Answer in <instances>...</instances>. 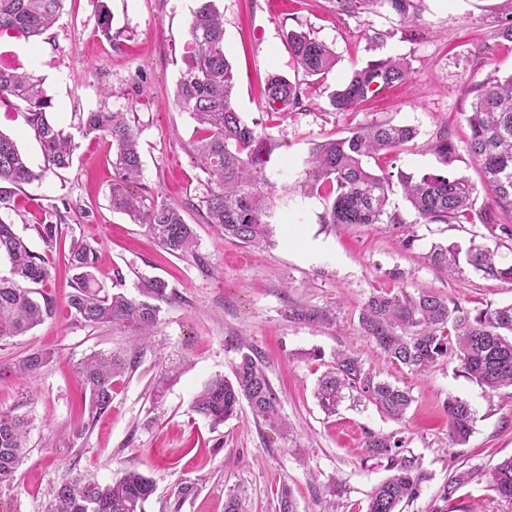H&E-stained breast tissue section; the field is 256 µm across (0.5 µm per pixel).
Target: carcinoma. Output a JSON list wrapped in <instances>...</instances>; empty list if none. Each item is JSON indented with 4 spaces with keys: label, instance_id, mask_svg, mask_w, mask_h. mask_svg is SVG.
Masks as SVG:
<instances>
[{
    "label": "carcinoma",
    "instance_id": "obj_1",
    "mask_svg": "<svg viewBox=\"0 0 512 512\" xmlns=\"http://www.w3.org/2000/svg\"><path fill=\"white\" fill-rule=\"evenodd\" d=\"M65 0H0V32L16 31L25 38L43 36L55 22ZM297 64L310 76L323 77L336 66L335 53L303 32L288 34ZM189 50L176 82L174 101L196 123L192 142L194 162L207 176L209 189L202 200L205 220L243 245L268 243L279 199L275 182L266 172L272 149L260 143L255 128L246 124L234 104L235 74L224 54V15L216 0H197L189 27ZM409 65L403 58H373L353 69L330 94V104L350 110L380 90L405 81ZM268 109L280 112L301 103V88L280 74L266 82ZM24 104L29 127L39 140L45 166L33 170L16 142L0 133V210L11 208L15 191L40 180L48 170L64 169L72 162L77 145L71 133L58 126L43 81L32 72L0 67V102ZM469 152L479 165L482 187L492 191L497 206L512 215V73L492 76L473 91L470 112ZM84 135L103 134L112 139V209L147 227L167 254L192 251L195 235L179 208L156 203L143 205L127 186L140 180L142 162L138 133L126 114L99 108L82 116ZM416 137L410 126L376 123L357 128L342 138H328L313 145L304 161L300 190L326 201L321 224H392L406 221L392 208L391 195L399 186L416 218L425 223L470 222L477 186L465 177L440 173L416 176L405 171L378 174L369 161L382 153L402 150ZM438 161H456V148L442 133L430 144ZM42 242L50 247L61 234L59 224L34 225ZM10 264L9 275H0V340L19 336L51 317L55 300L44 290L51 280L50 267L31 252L0 217V256ZM429 260L445 268L460 261L485 279L512 283V262L498 249L470 239L459 245L431 248ZM72 271L66 296L68 307L93 326L122 325L131 329L133 348L126 355L97 352L76 364L75 372L85 390L89 420L107 411L114 385L135 363L140 348L157 335L161 307L168 284L149 278L140 286L141 298L109 292L97 277V248L76 243L70 252ZM335 314L319 308L292 306L288 319L312 325H330ZM362 336L395 365L422 373L440 362H457L463 376L488 393L512 387V303L499 307L469 309L430 290L415 293L372 295L358 318ZM53 359V353L34 351L14 364V371L32 374ZM351 390L394 420L404 418L413 398L365 368L359 356L338 351L322 376L315 397L328 414ZM253 415L279 428V399L263 369L258 353H240L233 377L210 381L194 398L192 411L218 426L236 416L242 402ZM448 415V439L454 446L469 441L474 412L469 403L450 396L444 405ZM31 423L28 419L0 413V485L16 478L27 450ZM403 441L393 435L369 433L364 440L369 457L386 460L390 475L369 497L367 512H402L404 505L421 493L424 475L417 459L401 454ZM474 478L470 470L456 471L440 492L445 503L439 512H454L458 490ZM491 490L512 501V456L503 458L489 473ZM153 481L137 471H126L110 484L101 485L79 475H68L53 493L50 512H143L154 494Z\"/></svg>",
    "mask_w": 512,
    "mask_h": 512
}]
</instances>
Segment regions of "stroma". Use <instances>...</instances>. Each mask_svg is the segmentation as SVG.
I'll return each mask as SVG.
<instances>
[{
    "label": "stroma",
    "mask_w": 512,
    "mask_h": 512,
    "mask_svg": "<svg viewBox=\"0 0 512 512\" xmlns=\"http://www.w3.org/2000/svg\"><path fill=\"white\" fill-rule=\"evenodd\" d=\"M416 25L388 5L342 11L337 0H217L224 14V49L236 77L235 106L242 119L275 145L271 178L280 189L278 222L270 245L245 246L206 223L205 174L189 152L194 122L174 103L184 66L195 0H65L54 26L40 39H17L4 49L34 70L52 99L55 122L77 143L72 165L22 186L0 218L13 222L31 251L52 270L47 286L52 317L25 335L0 341V413L32 423L29 451L12 484L0 485V512H48L50 492L65 475L81 473L100 484L125 470L155 483L145 512H224L230 493L243 490L241 512H280L278 493L291 492L297 512H366L368 496L388 471L367 457L366 433L401 437L425 475L420 496L403 512H436L449 475L470 469L474 479L457 493L462 512H512V501L490 488L489 472L512 455V388L487 394L456 363L424 373L387 361L358 327L362 305L376 293L431 290L468 308L512 303V284L488 280L470 267L444 269L427 255L432 245L468 246L470 238L512 258V217L491 191L479 190L465 224L417 221L401 193L391 197L407 229L389 224L335 227L319 216L326 202L292 187L311 147L355 128L387 122L417 130L399 155L379 159L381 170L415 175L441 172L429 146L447 132L458 159L448 170L479 182L469 154L470 90L492 75L512 73V0H413ZM109 17L110 37L99 31ZM302 31L328 45L337 64L323 79L297 66L287 35ZM406 58L403 83L381 90L348 111L329 95L371 55ZM301 85L299 106L265 107L268 74ZM108 107L125 111L139 133L142 176L132 191L145 205L167 202L182 209L196 233L193 254L162 251L145 225L113 211L109 137L83 135V113ZM0 131L13 137L33 168H43L40 144L23 105L0 103ZM61 224L63 235L46 248L35 225ZM412 247H404L406 234ZM90 241L98 249V276L113 291L138 296L142 279L168 282L160 332L115 387L111 407L88 422L74 366L98 350L125 351L127 329L92 327L66 304L70 247ZM292 306L328 307L336 323L317 327L289 320ZM260 352L279 399L285 428L276 429L241 405L220 426L191 410L211 380L228 377L239 358L234 340ZM348 349L366 368L410 391L413 402L395 421L374 404L347 392L335 414H325L314 392L333 354ZM47 350L54 359L37 373L10 368L25 354ZM176 379L161 399L154 387L166 369ZM469 402L475 421L466 445L450 446L444 403Z\"/></svg>",
    "instance_id": "1"
}]
</instances>
